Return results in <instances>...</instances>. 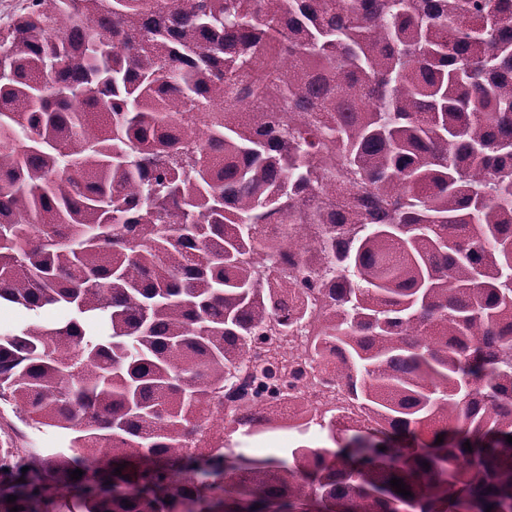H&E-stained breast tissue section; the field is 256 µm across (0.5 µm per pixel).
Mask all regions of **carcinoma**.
I'll use <instances>...</instances> for the list:
<instances>
[{"mask_svg": "<svg viewBox=\"0 0 512 512\" xmlns=\"http://www.w3.org/2000/svg\"><path fill=\"white\" fill-rule=\"evenodd\" d=\"M298 223L302 276L260 269ZM293 288L359 418L236 456L311 429L205 416ZM2 306L35 319L0 332V402L71 438L0 448V512H512V0H30L0 31ZM235 445L232 450L250 458L280 457L288 452V448L300 444L311 447L323 446L326 433L313 427L305 435L288 434L287 431L270 433L262 437H246L236 433L233 436Z\"/></svg>", "mask_w": 512, "mask_h": 512, "instance_id": "cac0c4a2", "label": "carcinoma"}]
</instances>
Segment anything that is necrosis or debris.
I'll return each mask as SVG.
<instances>
[{
    "label": "necrosis or debris",
    "mask_w": 512,
    "mask_h": 512,
    "mask_svg": "<svg viewBox=\"0 0 512 512\" xmlns=\"http://www.w3.org/2000/svg\"><path fill=\"white\" fill-rule=\"evenodd\" d=\"M322 312L321 302H311L309 315L294 324L289 335L259 334L253 338L244 356V373L226 388L224 421L244 423L270 412L285 414L298 407L306 410L338 407L343 413H352L334 369L306 352L310 340L321 332ZM287 349L293 353L288 371H275L270 378L247 376V368L267 360L271 351Z\"/></svg>",
    "instance_id": "4bbe7bcc"
}]
</instances>
